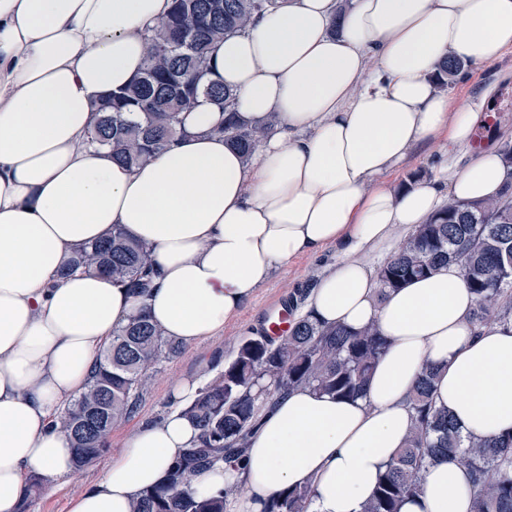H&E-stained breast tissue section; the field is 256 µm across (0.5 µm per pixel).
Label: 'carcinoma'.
<instances>
[{
  "instance_id": "1",
  "label": "carcinoma",
  "mask_w": 512,
  "mask_h": 512,
  "mask_svg": "<svg viewBox=\"0 0 512 512\" xmlns=\"http://www.w3.org/2000/svg\"><path fill=\"white\" fill-rule=\"evenodd\" d=\"M280 3L173 0L169 16L148 35L141 75L121 93L97 103L93 143L108 149L113 160L138 166L185 134L181 114L203 97L229 114L215 132L251 160L263 135L235 120L233 90L206 75L220 39L245 31L256 16ZM177 32L182 42L160 51ZM463 68L458 60L446 61L438 85L447 87L448 79ZM500 153L507 168L503 190L489 200L450 198L413 228L377 269L378 300L411 280L455 266L474 296L471 323L476 332L512 320V281L503 279L512 268V145L504 144ZM77 268L100 270L140 297L150 288V251L118 227L85 247L62 275ZM307 293L301 289L288 302L294 316L288 334L277 340L265 333L241 339L232 361L184 406V416L200 429L198 442L184 450L164 483L132 504L131 512H225L224 492L200 496L192 489L193 480L224 460L242 457L265 406L302 385L338 399L365 395L386 338L374 325L354 331L298 315V300ZM180 352L181 345L165 338L143 313L114 331L86 389L53 423L70 438L77 467L110 448L112 430L131 413L148 372L160 359ZM436 377L431 365L418 376L409 399L413 428L407 444L379 477L364 512H400L405 500L420 494L427 465L444 459L470 474L471 512H512V433L462 435L448 410L434 401ZM311 503V490L299 485L274 495L264 512H309Z\"/></svg>"
}]
</instances>
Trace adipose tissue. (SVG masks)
Segmentation results:
<instances>
[{
  "mask_svg": "<svg viewBox=\"0 0 512 512\" xmlns=\"http://www.w3.org/2000/svg\"><path fill=\"white\" fill-rule=\"evenodd\" d=\"M339 2L284 0L213 53L208 78L234 91L239 119L278 118L251 161L217 134L225 114L202 99L181 139L130 168L91 146L94 104L142 72L147 33L171 0H0V512H19L30 475L53 484L75 470L51 423L86 388L113 329L143 313L196 344L221 334L278 264L328 246L340 259L307 311L352 330L376 324L390 342L365 396L290 390L243 457L195 478L197 494L224 489L227 512H264L276 492L308 485L312 512H363L406 442L407 396L426 364L463 434L512 432V321L474 333V297L452 266L377 300L362 259L446 198L500 192L494 150L461 171L445 159L437 177L399 189L381 177L429 137L467 144L471 105L433 77L447 59L480 70L512 48V0ZM116 225L152 252L144 298L93 270L60 274ZM199 434L176 411L142 424L69 512H130ZM470 508L467 471L441 462L401 512Z\"/></svg>",
  "mask_w": 512,
  "mask_h": 512,
  "instance_id": "ef3b65f1",
  "label": "adipose tissue"
}]
</instances>
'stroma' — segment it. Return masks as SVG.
Instances as JSON below:
<instances>
[{"label": "stroma", "instance_id": "35a3bbf8", "mask_svg": "<svg viewBox=\"0 0 512 512\" xmlns=\"http://www.w3.org/2000/svg\"><path fill=\"white\" fill-rule=\"evenodd\" d=\"M508 84L512 85V51L482 70L469 71L464 79L449 84L447 93L455 100L472 103L478 113L484 112L493 103H500L501 126L512 134V101L501 97ZM450 153L454 154L457 166L461 169L475 155L472 147L452 149L447 140L437 137L418 146L407 162L388 173L385 180L390 185L399 186L408 182L410 175L420 170L427 171L429 176H436L442 159ZM338 259L335 248L327 247L317 254L296 257L282 263L277 266L269 281L258 288L240 315L225 324L222 334L183 347L178 356L162 360L150 373L134 412L113 429L111 454L120 453L127 438L141 422L160 418L170 411V389L176 381L189 378L200 380L204 385L212 382L219 368L232 360L239 339L264 328L269 316L280 308L284 300L299 289L312 287L320 275ZM104 464V458H97L57 482L55 488H43L37 494L24 498L21 512H68L70 499L101 478Z\"/></svg>", "mask_w": 512, "mask_h": 512}]
</instances>
